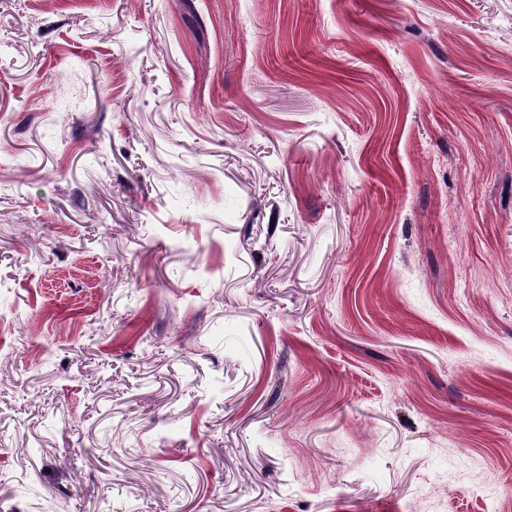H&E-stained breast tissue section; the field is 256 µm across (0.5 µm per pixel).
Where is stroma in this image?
Segmentation results:
<instances>
[{
  "mask_svg": "<svg viewBox=\"0 0 512 512\" xmlns=\"http://www.w3.org/2000/svg\"><path fill=\"white\" fill-rule=\"evenodd\" d=\"M0 512H512V0H0Z\"/></svg>",
  "mask_w": 512,
  "mask_h": 512,
  "instance_id": "stroma-1",
  "label": "stroma"
}]
</instances>
